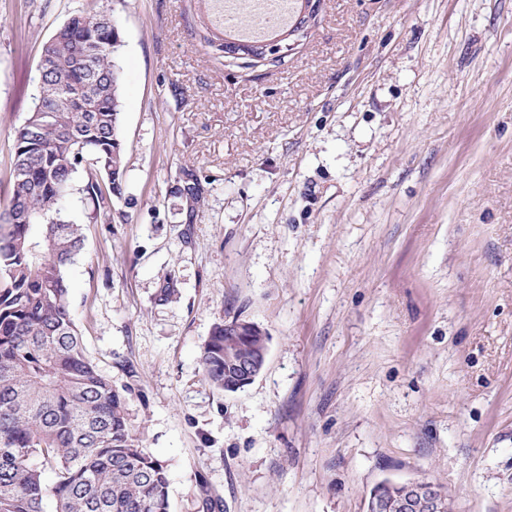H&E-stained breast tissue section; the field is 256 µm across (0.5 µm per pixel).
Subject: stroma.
<instances>
[{"label": "stroma", "instance_id": "obj_1", "mask_svg": "<svg viewBox=\"0 0 512 512\" xmlns=\"http://www.w3.org/2000/svg\"><path fill=\"white\" fill-rule=\"evenodd\" d=\"M90 4L120 22L126 174L109 219L67 207L69 301L170 512H366L385 480L512 512V0H324L253 66L189 0H0V176ZM233 318L269 353L222 394L199 356Z\"/></svg>", "mask_w": 512, "mask_h": 512}]
</instances>
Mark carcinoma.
I'll return each mask as SVG.
<instances>
[{
	"label": "carcinoma",
	"instance_id": "cac0c4a2",
	"mask_svg": "<svg viewBox=\"0 0 512 512\" xmlns=\"http://www.w3.org/2000/svg\"><path fill=\"white\" fill-rule=\"evenodd\" d=\"M119 41L112 14H74L45 42L37 102L13 134L0 209V512L170 509L168 471L141 448L125 396L87 355L67 284L84 241L82 225L61 215L77 176L104 216L123 194ZM263 348L218 323L203 374L227 391L238 383L228 360Z\"/></svg>",
	"mask_w": 512,
	"mask_h": 512
}]
</instances>
